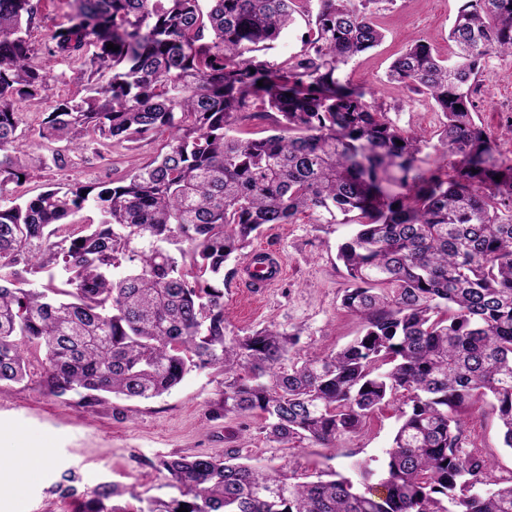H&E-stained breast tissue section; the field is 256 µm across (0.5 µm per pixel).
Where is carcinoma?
Instances as JSON below:
<instances>
[{"mask_svg": "<svg viewBox=\"0 0 512 512\" xmlns=\"http://www.w3.org/2000/svg\"><path fill=\"white\" fill-rule=\"evenodd\" d=\"M72 2L42 48L33 0H0V387L24 382L37 356L49 393L93 413L217 369L213 414L257 415L281 448H334L403 397L381 471L354 463L356 484L336 472L302 481L234 450L172 454L154 466L177 495L132 492L137 505L123 507L110 501L124 491L103 482L81 512H512V478H494L493 451L468 449L461 418L492 400L512 449V159L498 157L472 100L488 59L512 57V0H461L452 59L413 40L389 67L390 83L440 112L446 166L428 175L422 136L339 77L381 43L376 11L393 0ZM298 16L310 25L301 52L262 58ZM51 58L80 62L89 94L46 113V156L14 103L41 99ZM264 117L271 134L234 135ZM150 133L167 135L164 149L127 177L29 198L11 188L68 167L71 153ZM305 216L354 225L337 259L360 334L302 356L277 328L227 338L225 265L250 257L263 225ZM37 274L40 289L29 287ZM77 480L63 473L55 492L76 494Z\"/></svg>", "mask_w": 512, "mask_h": 512, "instance_id": "cac0c4a2", "label": "carcinoma"}]
</instances>
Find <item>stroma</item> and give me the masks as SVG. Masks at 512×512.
<instances>
[{"label": "stroma", "mask_w": 512, "mask_h": 512, "mask_svg": "<svg viewBox=\"0 0 512 512\" xmlns=\"http://www.w3.org/2000/svg\"><path fill=\"white\" fill-rule=\"evenodd\" d=\"M459 6L460 0H385L377 13L383 42L342 70L343 77L370 91L373 101L384 105L400 128L424 136L420 166L425 170L441 163L435 150L439 114L423 96L389 83L386 72L413 40L429 45L441 57H450L448 30ZM78 70V63L69 60L51 62L41 102L15 105L24 128L38 130L57 101L86 95L87 83L80 80ZM475 101L480 124L500 140L502 158H512V140L501 135L504 126L512 123V58H489ZM165 141V135L154 134L138 142L112 143L99 153L75 159L66 169L32 172L16 191L31 196L56 183L91 186L132 174ZM351 230L348 224H314L306 218L294 224L264 225L251 249L280 259L284 274L271 288L253 287L241 270L226 279L227 337L275 327L298 334L296 350L302 354L336 350L349 343L362 323L340 306L346 280L336 249ZM223 382L219 371L196 370L162 397L143 402L115 398L86 414L75 401L49 394L39 384L38 366H31L27 382L0 390V469L25 485L23 501L0 495V512H78L81 502L102 482L119 484L145 498L169 499L175 490L153 463L173 453L221 455L233 448L251 463H288L313 479L332 470L353 477L356 462L374 468L383 465L398 425V403L376 410L360 433L340 439L337 447L281 448L261 432L259 417H214L211 409L221 397ZM464 421L470 442L496 453L498 477H512V450L501 443L492 409L465 414ZM43 439L49 442L47 464L31 473L13 471V453L34 451ZM68 469L80 480L76 496L63 498L54 487Z\"/></svg>", "instance_id": "obj_1"}]
</instances>
